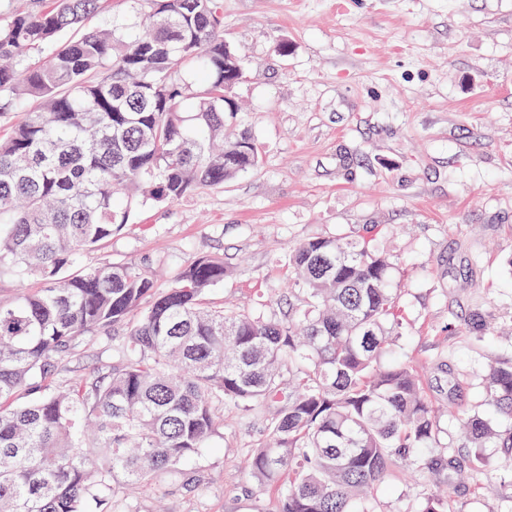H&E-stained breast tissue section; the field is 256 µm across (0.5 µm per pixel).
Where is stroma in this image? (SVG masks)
<instances>
[{"mask_svg": "<svg viewBox=\"0 0 512 512\" xmlns=\"http://www.w3.org/2000/svg\"><path fill=\"white\" fill-rule=\"evenodd\" d=\"M224 33L246 74L227 132H248L261 161L218 188L146 205L86 265L133 263L173 287L195 256L223 258L212 305L288 310V248L370 227L393 264L402 328L392 352L423 369L428 396L483 397L491 361L512 358V0H222ZM290 44L287 56L275 45ZM496 326L470 342L460 319ZM112 360L98 336L61 371ZM263 422L227 418L199 461L193 496L155 479L140 512H273L244 468ZM448 490L459 512H499L512 496L490 469Z\"/></svg>", "mask_w": 512, "mask_h": 512, "instance_id": "obj_1", "label": "stroma"}]
</instances>
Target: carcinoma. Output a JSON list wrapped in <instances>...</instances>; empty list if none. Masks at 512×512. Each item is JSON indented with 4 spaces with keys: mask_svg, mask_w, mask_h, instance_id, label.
Listing matches in <instances>:
<instances>
[{
    "mask_svg": "<svg viewBox=\"0 0 512 512\" xmlns=\"http://www.w3.org/2000/svg\"><path fill=\"white\" fill-rule=\"evenodd\" d=\"M128 14L79 30L107 0H29L0 17V512H139L134 492L162 473L200 489L190 465L249 414L266 430L250 474L276 512H374L386 482L478 472L512 453V360L491 366L485 410L441 443L433 403L405 358L392 263L369 232L289 247L288 317L207 306L224 259L199 256L159 290L131 263L85 266L140 207L179 200L256 169L224 80L244 69L224 37L222 0H126ZM73 30L69 39L61 33ZM43 288L30 291L27 280ZM474 343L487 313L463 319ZM85 336H115L112 364L46 389ZM36 394L17 407L18 392ZM425 512H452L424 492Z\"/></svg>",
    "mask_w": 512,
    "mask_h": 512,
    "instance_id": "cac0c4a2",
    "label": "carcinoma"
}]
</instances>
